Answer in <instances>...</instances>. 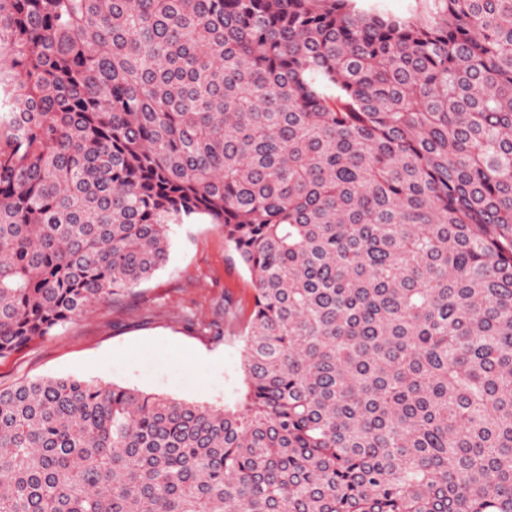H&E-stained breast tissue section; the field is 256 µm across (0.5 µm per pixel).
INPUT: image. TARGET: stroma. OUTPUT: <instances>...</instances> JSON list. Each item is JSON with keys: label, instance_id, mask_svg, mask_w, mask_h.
I'll return each instance as SVG.
<instances>
[{"label": "stroma", "instance_id": "1", "mask_svg": "<svg viewBox=\"0 0 512 512\" xmlns=\"http://www.w3.org/2000/svg\"><path fill=\"white\" fill-rule=\"evenodd\" d=\"M253 293L223 232L196 217L173 227L168 260L149 281L0 359V387L77 377L235 407Z\"/></svg>", "mask_w": 512, "mask_h": 512}]
</instances>
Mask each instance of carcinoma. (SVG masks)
<instances>
[{"label": "carcinoma", "mask_w": 512, "mask_h": 512, "mask_svg": "<svg viewBox=\"0 0 512 512\" xmlns=\"http://www.w3.org/2000/svg\"><path fill=\"white\" fill-rule=\"evenodd\" d=\"M0 0V359L206 215L233 409L0 389V512H512V0ZM357 3L364 8H376L396 16L424 14L430 4L428 0H358Z\"/></svg>", "instance_id": "obj_1"}]
</instances>
